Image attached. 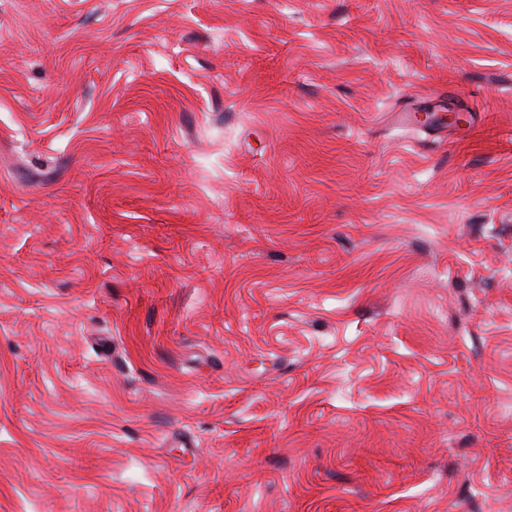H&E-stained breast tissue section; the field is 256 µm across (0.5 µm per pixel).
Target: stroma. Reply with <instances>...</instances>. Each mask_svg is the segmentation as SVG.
<instances>
[{"label":"stroma","instance_id":"35a3bbf8","mask_svg":"<svg viewBox=\"0 0 512 512\" xmlns=\"http://www.w3.org/2000/svg\"><path fill=\"white\" fill-rule=\"evenodd\" d=\"M0 512H512V0H0Z\"/></svg>","mask_w":512,"mask_h":512}]
</instances>
